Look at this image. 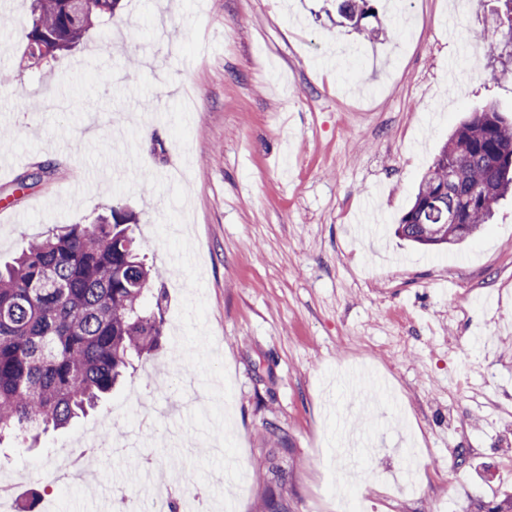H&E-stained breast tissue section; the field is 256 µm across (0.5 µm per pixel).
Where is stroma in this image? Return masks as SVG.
<instances>
[{"mask_svg":"<svg viewBox=\"0 0 512 512\" xmlns=\"http://www.w3.org/2000/svg\"><path fill=\"white\" fill-rule=\"evenodd\" d=\"M394 2L367 40L333 0H124L35 70L29 0H9L0 259L124 206L167 273L163 351L40 449L0 445L16 506L100 512L43 478L90 430L138 440L93 457L102 485L137 487L139 460L180 474L199 512H260L273 465L288 512H336L346 487L362 512H488L512 493V201L454 260L394 233L474 105L512 116L502 4L415 0L402 22ZM40 163L52 178L15 190ZM361 370L386 388L371 407L342 393Z\"/></svg>","mask_w":512,"mask_h":512,"instance_id":"1","label":"stroma"}]
</instances>
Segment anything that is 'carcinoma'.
Masks as SVG:
<instances>
[{"label":"carcinoma","instance_id":"carcinoma-1","mask_svg":"<svg viewBox=\"0 0 512 512\" xmlns=\"http://www.w3.org/2000/svg\"><path fill=\"white\" fill-rule=\"evenodd\" d=\"M123 0H30L25 55L38 66L79 47L112 23ZM374 0H342L341 16H374ZM49 164L18 179L22 188L52 174ZM512 194V122L484 105L450 135L396 233L427 248L448 221L453 245L475 237ZM135 213L109 208L88 224L57 225L0 265V442L36 447L41 435L102 406L135 369L164 348L166 294L159 270L133 237ZM263 512H288L269 491Z\"/></svg>","mask_w":512,"mask_h":512}]
</instances>
